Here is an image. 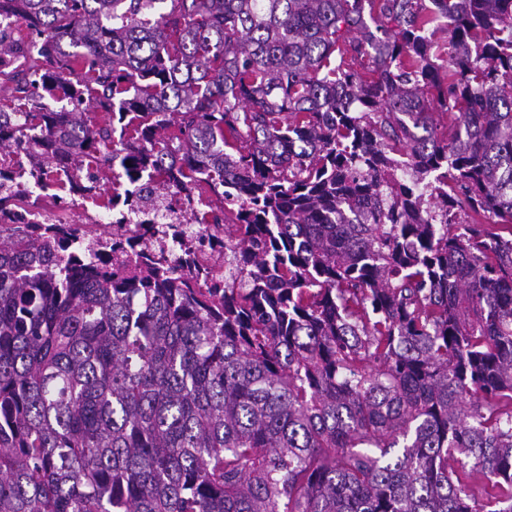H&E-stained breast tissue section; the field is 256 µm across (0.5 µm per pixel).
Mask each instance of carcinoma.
I'll use <instances>...</instances> for the list:
<instances>
[{
	"label": "carcinoma",
	"mask_w": 512,
	"mask_h": 512,
	"mask_svg": "<svg viewBox=\"0 0 512 512\" xmlns=\"http://www.w3.org/2000/svg\"><path fill=\"white\" fill-rule=\"evenodd\" d=\"M0 14V157L136 226L206 193L171 249L228 270L0 230V512H512V0ZM210 233H212L209 226L202 227L200 233H196L190 240L191 250L193 257L199 265L208 266L214 271V275L222 276L224 274V268L219 265L220 263L211 254V244L208 239Z\"/></svg>",
	"instance_id": "cac0c4a2"
}]
</instances>
